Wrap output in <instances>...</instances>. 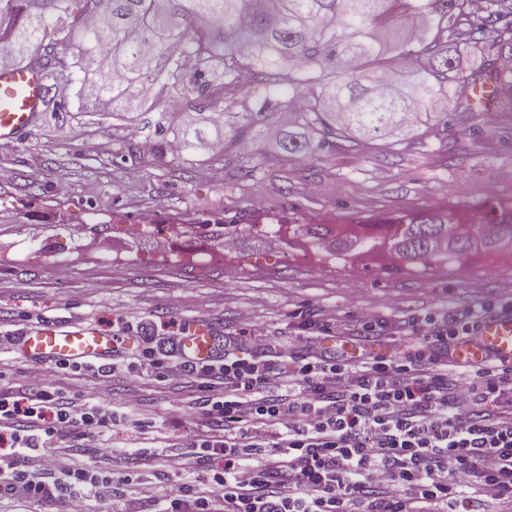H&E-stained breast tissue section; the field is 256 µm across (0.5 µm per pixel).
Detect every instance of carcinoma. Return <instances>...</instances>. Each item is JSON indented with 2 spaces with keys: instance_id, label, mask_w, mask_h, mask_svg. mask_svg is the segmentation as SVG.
<instances>
[{
  "instance_id": "obj_1",
  "label": "carcinoma",
  "mask_w": 512,
  "mask_h": 512,
  "mask_svg": "<svg viewBox=\"0 0 512 512\" xmlns=\"http://www.w3.org/2000/svg\"><path fill=\"white\" fill-rule=\"evenodd\" d=\"M454 0H0V68L36 67L52 112L82 124L112 115L149 130L162 161L189 157L202 142L198 122L224 118L222 151L273 139L278 152L314 157L345 150L357 138L388 134L392 148L407 130L428 133L448 116L428 110L449 97L460 112L512 52V0H482L465 24L452 21ZM416 38L399 36L386 50L378 31L392 20ZM490 42L495 54L465 74L453 52ZM67 92L59 93L60 85ZM170 103L154 120L151 95ZM238 105L240 112L224 107ZM492 232L486 233V227ZM304 234L339 259L350 244L323 224ZM384 244L407 263L462 265L476 246L490 253L512 245V203L465 229L453 212L375 224L353 245Z\"/></svg>"
}]
</instances>
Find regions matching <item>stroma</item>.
I'll use <instances>...</instances> for the list:
<instances>
[{"mask_svg":"<svg viewBox=\"0 0 512 512\" xmlns=\"http://www.w3.org/2000/svg\"><path fill=\"white\" fill-rule=\"evenodd\" d=\"M485 112L451 113L448 125L403 143L388 140L312 158H286L264 142L221 158L200 151L185 163H155L143 151L119 156L127 127L111 119L79 129L52 113L24 139L0 145V385L24 386L39 361L23 357L8 339L45 320L86 324L106 335L150 321L158 336L179 324L239 336H285L329 309L350 330L368 307L390 320L430 312H461L484 300L512 302V253L476 251L458 266L400 262L387 248L354 249L326 260L299 231L324 224L352 234L361 224L407 215L455 211L468 219L489 198L512 202V78ZM155 216L153 236L139 217ZM235 225L236 251L223 264L155 263L157 242L223 252L224 227ZM281 224L282 245L268 251L257 227ZM115 243L111 262L96 258L102 235ZM37 240L51 261L18 262L19 239ZM233 264L235 275L224 267ZM483 285L473 294L471 282ZM117 394L146 414L145 438L130 426L106 430L111 459L91 461L94 473L131 475L124 500L161 497L177 482L155 451L179 453L196 414L181 396L151 376L113 383Z\"/></svg>","mask_w":512,"mask_h":512,"instance_id":"stroma-1","label":"stroma"}]
</instances>
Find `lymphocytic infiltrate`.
<instances>
[{
	"label": "lymphocytic infiltrate",
	"mask_w": 512,
	"mask_h": 512,
	"mask_svg": "<svg viewBox=\"0 0 512 512\" xmlns=\"http://www.w3.org/2000/svg\"><path fill=\"white\" fill-rule=\"evenodd\" d=\"M495 308L488 301L408 317L398 323L406 341L395 357L353 362L326 355L315 337L291 335L228 336L221 359L173 363L142 323L141 366L184 391L203 420L165 467L192 474L224 457L206 482L170 486L156 512H457L467 502L512 512V366L450 356L475 341ZM123 371L117 358L93 369L95 403L63 391L55 369L32 372L22 391L0 387V434L34 451L0 466V497L117 512L113 497L94 494L95 478L74 451L108 454L104 429L141 427L133 405H108Z\"/></svg>",
	"instance_id": "obj_1"
}]
</instances>
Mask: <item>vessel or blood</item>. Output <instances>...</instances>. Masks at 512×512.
Returning a JSON list of instances; mask_svg holds the SVG:
<instances>
[{
    "label": "vessel or blood",
    "mask_w": 512,
    "mask_h": 512,
    "mask_svg": "<svg viewBox=\"0 0 512 512\" xmlns=\"http://www.w3.org/2000/svg\"><path fill=\"white\" fill-rule=\"evenodd\" d=\"M44 105L43 80L33 69L26 66L0 69V142L9 144L26 135L37 124ZM478 336L476 342L456 345L454 353L460 361L468 363L488 352L512 363L511 308L484 318ZM220 344V337L199 331L184 339L182 350L192 360L206 362ZM19 350L38 360L78 363L107 358L112 351V340L88 326L65 329L44 322L23 331Z\"/></svg>",
    "instance_id": "b4317fda"
}]
</instances>
